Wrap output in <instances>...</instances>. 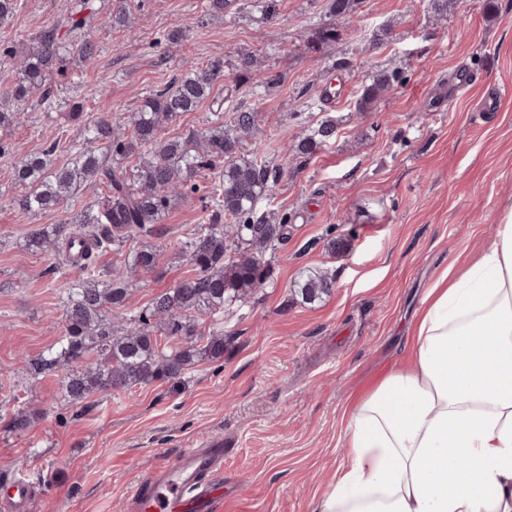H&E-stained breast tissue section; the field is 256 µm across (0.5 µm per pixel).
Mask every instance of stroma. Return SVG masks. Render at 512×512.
Masks as SVG:
<instances>
[{
	"instance_id": "stroma-1",
	"label": "stroma",
	"mask_w": 512,
	"mask_h": 512,
	"mask_svg": "<svg viewBox=\"0 0 512 512\" xmlns=\"http://www.w3.org/2000/svg\"><path fill=\"white\" fill-rule=\"evenodd\" d=\"M76 0H18L0 23V46L23 49L42 29L70 15ZM88 32L101 52L94 64L70 56L56 103L22 105V118L1 137L0 156V470L22 475L34 490L31 512H127L133 484L206 437L228 450L215 477L221 512H310L349 463L345 430L356 395L406 362L411 328L449 258L468 263L494 239L500 213L512 207V0H453L435 16L428 0H360L338 20L341 37L321 54L305 44L326 21L327 0H276L263 20L239 0L237 11L210 16L204 0H89ZM129 20L106 24L118 5ZM182 39L170 42L172 30ZM283 76L265 88L238 77V53ZM224 61V79L196 111L166 124L175 138L214 125L220 109L258 114L243 137L244 154L283 175L261 208L287 216L288 240L271 259V275L233 314L207 320L228 337L224 358L193 365L181 382L157 381L101 392L77 407L64 401L61 377L33 375L32 365L62 334L68 276L54 254L26 248L37 224H61L90 210L92 186L58 208L18 209L16 157L59 141L56 164L80 144L82 121L108 114L117 128L144 95L209 60ZM348 68H336L338 60ZM400 70L403 80L374 106L355 108L370 74ZM474 82L459 90L462 75ZM334 87L337 102L323 93ZM500 107L479 111L484 95ZM458 95L455 111L435 105ZM331 118L336 137L316 154L290 148L308 127ZM211 170L197 192L168 210L153 272L138 274L126 307L109 317L125 324L159 292L191 277L182 241L210 223ZM345 240L330 247L332 238ZM306 269L333 274L336 286L308 304L292 292ZM37 417L23 433L7 421L18 410Z\"/></svg>"
}]
</instances>
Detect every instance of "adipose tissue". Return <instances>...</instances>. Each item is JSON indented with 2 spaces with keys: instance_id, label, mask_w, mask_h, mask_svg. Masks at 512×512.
Returning a JSON list of instances; mask_svg holds the SVG:
<instances>
[{
  "instance_id": "adipose-tissue-1",
  "label": "adipose tissue",
  "mask_w": 512,
  "mask_h": 512,
  "mask_svg": "<svg viewBox=\"0 0 512 512\" xmlns=\"http://www.w3.org/2000/svg\"><path fill=\"white\" fill-rule=\"evenodd\" d=\"M350 465L312 512H512V208L430 288L409 362L355 405Z\"/></svg>"
}]
</instances>
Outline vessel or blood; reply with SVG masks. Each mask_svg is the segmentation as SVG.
<instances>
[{"label": "vessel or blood", "mask_w": 512, "mask_h": 512, "mask_svg": "<svg viewBox=\"0 0 512 512\" xmlns=\"http://www.w3.org/2000/svg\"><path fill=\"white\" fill-rule=\"evenodd\" d=\"M224 462V442L202 440L175 461L139 480L129 493L132 512H218L220 498L211 482ZM32 486L15 477L0 483V512H29Z\"/></svg>", "instance_id": "b4317fda"}]
</instances>
